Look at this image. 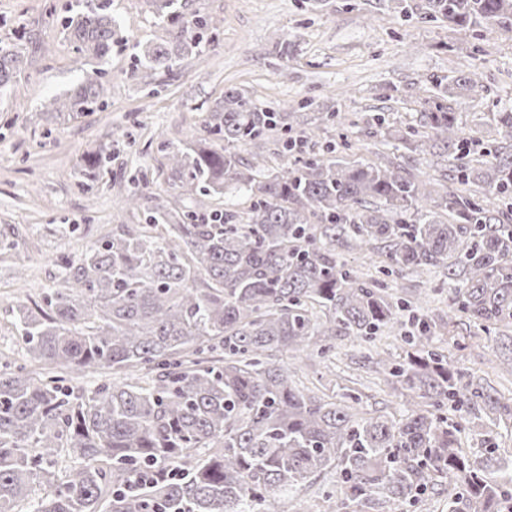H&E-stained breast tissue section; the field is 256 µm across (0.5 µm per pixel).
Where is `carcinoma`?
I'll list each match as a JSON object with an SVG mask.
<instances>
[{
  "label": "carcinoma",
  "mask_w": 512,
  "mask_h": 512,
  "mask_svg": "<svg viewBox=\"0 0 512 512\" xmlns=\"http://www.w3.org/2000/svg\"><path fill=\"white\" fill-rule=\"evenodd\" d=\"M169 36L140 48L128 71L167 72L193 49L220 46V26L187 17L178 0H149ZM408 18L450 28L512 29V0H423ZM76 51L103 61L118 37L116 17L86 2L63 24ZM25 66L0 44V89ZM105 71L45 104L48 112L104 108ZM487 91L466 68L428 90L416 124L373 118L383 138L449 163L418 179L381 153L346 160L316 143L336 113L310 121L228 89L185 149L166 153V175L187 210L157 206L143 224H119L86 250L61 259L40 303L18 305L27 353L62 375L0 372V512H283L299 483L337 468V512H402L436 477L458 491L448 512H512V462L478 461L457 446L461 419L512 418L432 346L442 316L393 300L388 284L341 261V251L378 248L391 272L448 271L452 312L486 333L512 329V108L483 124L490 148L464 132L446 101ZM273 141L282 160L244 161L237 148ZM112 150L89 155V185L109 172ZM233 187L248 206L220 210L198 196ZM415 313L402 362L388 365L405 416L359 417L295 383L281 352L325 357L326 337L370 340ZM224 348V358L206 354ZM105 381L88 392L81 378ZM172 470L178 471L169 477ZM42 487L33 496L34 486Z\"/></svg>",
  "instance_id": "cac0c4a2"
}]
</instances>
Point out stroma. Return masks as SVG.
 <instances>
[{
    "label": "stroma",
    "instance_id": "stroma-1",
    "mask_svg": "<svg viewBox=\"0 0 512 512\" xmlns=\"http://www.w3.org/2000/svg\"><path fill=\"white\" fill-rule=\"evenodd\" d=\"M220 23V48L189 54L167 73L134 82L127 73L133 46L165 36L147 0H110L121 40L103 62L78 54L61 26L76 0H0V42L20 48L27 65L0 96V369L28 364L14 329L17 307L40 302L58 272L57 260L84 251L118 224L142 223L119 199L144 189V207L178 205V191L158 179L169 147L185 146L226 89L244 91L283 112H338L330 137L351 141L349 159L384 151L370 118L382 111L398 125L417 119L424 90L468 63L489 89L454 97V111L469 124L512 108V31L477 36L449 30L438 21H405L396 0H326L317 10L304 0H186ZM286 36L287 46L277 43ZM106 71V107L54 116L42 104L84 82L96 66ZM114 150L110 172L99 186H83L84 158L98 145ZM396 297L419 299L425 313L449 310L442 270L391 276ZM335 361L313 357L295 380L339 402H354L362 417L401 416L403 409L379 371L377 356L402 360L403 327L365 341L333 338ZM436 350L480 379L501 402L512 401V338L487 334L452 319ZM492 431L495 455L512 458V420L488 429L486 419L460 426L458 446L483 452ZM329 471L304 481L284 500L285 512H336L323 492L334 484Z\"/></svg>",
    "mask_w": 512,
    "mask_h": 512
}]
</instances>
